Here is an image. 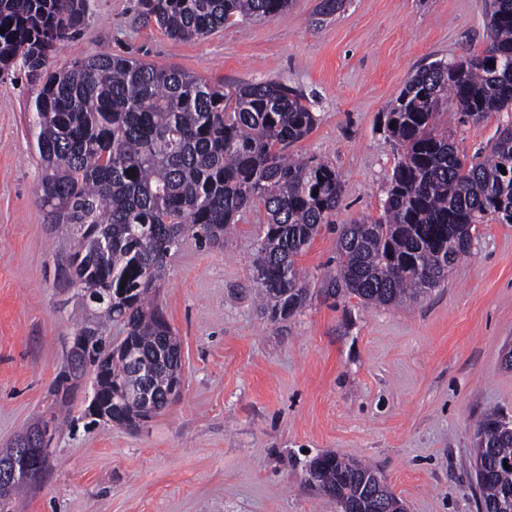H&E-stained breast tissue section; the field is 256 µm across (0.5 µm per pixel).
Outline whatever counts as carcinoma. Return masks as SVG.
Here are the masks:
<instances>
[{"mask_svg":"<svg viewBox=\"0 0 512 512\" xmlns=\"http://www.w3.org/2000/svg\"><path fill=\"white\" fill-rule=\"evenodd\" d=\"M291 0H137L138 15L173 40L202 37L225 25L261 21ZM345 0H318L312 24L332 19ZM87 0H0V75L22 65L40 83L31 113L42 163V207L51 224L75 235L73 282L100 303L83 333L95 340L84 358L105 403L132 423L140 417L131 391L148 383L168 408L179 339L149 299L165 279L183 240L224 243V231L256 206L267 222L257 235L254 268L272 319L300 312L311 294L297 257L338 209L343 188L329 164L291 152L317 118L306 96L280 81L225 88L197 74L111 54L77 58L48 71L50 56L84 23ZM489 49L497 63L467 55L434 61L408 81L387 113L398 144L378 219L342 225L336 242L339 280L366 305L415 301L441 286L471 254L472 229L486 217L512 224V128L485 155L460 157L438 131L448 106L475 124L512 107V0L487 4ZM505 171H500L499 167ZM101 320L123 324L112 348ZM133 350L138 360L122 356ZM503 417L478 427L485 444L477 483L485 512H512V433ZM314 459L320 488L344 495L353 512H375L364 478L373 469Z\"/></svg>","mask_w":512,"mask_h":512,"instance_id":"cac0c4a2","label":"carcinoma"}]
</instances>
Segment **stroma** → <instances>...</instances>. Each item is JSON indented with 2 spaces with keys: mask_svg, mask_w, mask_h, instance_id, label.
<instances>
[{
  "mask_svg": "<svg viewBox=\"0 0 512 512\" xmlns=\"http://www.w3.org/2000/svg\"><path fill=\"white\" fill-rule=\"evenodd\" d=\"M317 2L175 41L139 18L137 0H88L80 32L51 58L60 69L108 53L302 90L318 121L297 148L332 164L345 190L298 258L316 289L337 269L338 226L382 211L398 157L388 104L422 66L487 42L484 0H346L314 27ZM36 94L23 68L0 80V449L43 407L76 423L54 433L52 466L22 512H340L307 482L326 452L372 465L407 512H479L478 425L492 412L512 419V224L478 225L471 257L415 303L316 292L276 322L257 304L252 266L264 209L240 216L223 246L185 239L156 292L181 344V395L136 427L98 422L85 415L90 378L56 392L81 297L73 236L40 203ZM510 124L512 110L495 112L448 136L473 157Z\"/></svg>",
  "mask_w": 512,
  "mask_h": 512,
  "instance_id": "stroma-1",
  "label": "stroma"
}]
</instances>
